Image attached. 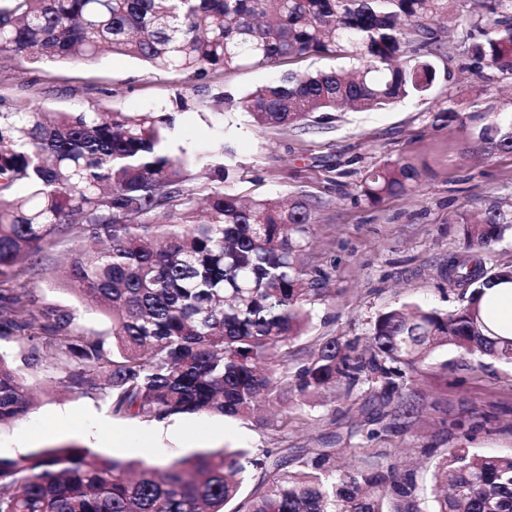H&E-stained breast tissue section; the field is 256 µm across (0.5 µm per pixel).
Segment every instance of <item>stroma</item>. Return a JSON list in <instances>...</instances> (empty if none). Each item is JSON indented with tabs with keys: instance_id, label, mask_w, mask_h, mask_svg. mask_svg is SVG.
<instances>
[{
	"instance_id": "obj_1",
	"label": "stroma",
	"mask_w": 512,
	"mask_h": 512,
	"mask_svg": "<svg viewBox=\"0 0 512 512\" xmlns=\"http://www.w3.org/2000/svg\"><path fill=\"white\" fill-rule=\"evenodd\" d=\"M431 95L392 108L337 114L335 121L305 128H255L239 110L217 112L205 93L187 92L186 109L175 103L182 76L151 73L139 61L104 54L97 64L0 67V96L31 99L49 112H75L101 103L115 112L173 116L172 154L188 153L207 163L217 143L234 152L229 182L240 195L302 194L314 210L304 261L325 276L330 295L315 304L313 321L293 345L298 364L323 337H365L378 313L405 303L454 310L457 291L444 275L450 254L463 239L450 215L481 217L493 205L512 210V153L484 154L471 133L500 112L512 111V75L495 70L476 75L470 60L451 42L436 61ZM278 74L245 68L213 79L210 91L242 97ZM209 91V92H210ZM450 104L461 122L439 125L433 113ZM404 158L422 173L416 194L387 197L373 205L360 193L367 170ZM39 304L73 313L77 332L107 330L108 316L70 289L62 271L31 280ZM33 397L25 418L0 430V455L13 459L34 449L77 443L118 458L156 461L198 448H372L378 461L413 470V501L430 505L436 456L424 447L460 445L485 455L512 453V368L484 366L456 348L438 350L415 381L414 414L407 427L389 418L369 424L380 402L366 389L289 407L288 427L210 415L166 419L162 430L139 418L113 417L102 401L64 391L53 370L20 368Z\"/></svg>"
}]
</instances>
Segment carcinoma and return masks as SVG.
Wrapping results in <instances>:
<instances>
[{
    "instance_id": "carcinoma-1",
    "label": "carcinoma",
    "mask_w": 512,
    "mask_h": 512,
    "mask_svg": "<svg viewBox=\"0 0 512 512\" xmlns=\"http://www.w3.org/2000/svg\"><path fill=\"white\" fill-rule=\"evenodd\" d=\"M458 0H0V59L55 66L98 61L104 51L190 89L244 66L282 67L310 55L348 59L343 69H287L236 99L258 129L323 123L349 107L385 109L428 95L446 44L432 22ZM477 69L512 74V0H486L458 20ZM171 119L94 105L46 112L0 98V339L18 342L29 369L62 374L64 388L105 401L114 417L160 421L211 414L245 420L266 402H300L344 385L366 388L394 419L410 418L413 372L436 350L512 365V328L483 312L486 290L512 285V265L489 266L486 250L512 232L497 207L481 222L457 214L465 246L445 276L462 304L391 307L364 339L324 340L291 367L324 279L301 261L312 205L302 196L246 199L224 187L234 156L224 147L193 182L187 156L166 148ZM487 152L512 151V116L474 132ZM420 170L395 159L366 172L373 203L417 191ZM26 189L23 194L18 188ZM63 245L72 290L112 317L86 335L71 312L39 306L26 285L49 270L46 249ZM32 400L19 369L0 354V428ZM358 456L334 465L336 449L204 448L147 462L76 443L0 456V512H389L410 501L413 472ZM263 479L247 495L237 476ZM430 512H512V455L450 448L436 464Z\"/></svg>"
}]
</instances>
